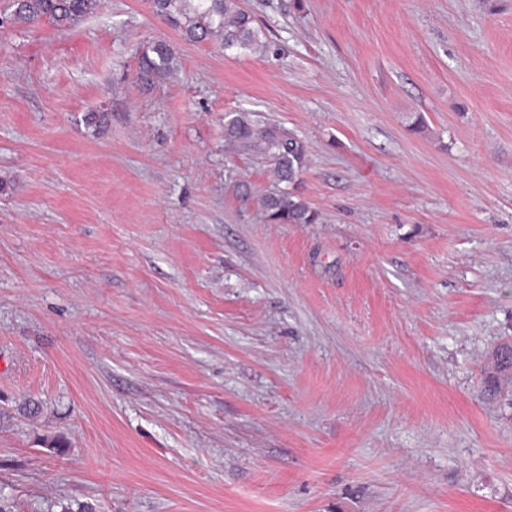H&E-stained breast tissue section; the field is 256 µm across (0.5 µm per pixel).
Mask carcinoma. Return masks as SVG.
Instances as JSON below:
<instances>
[{
    "mask_svg": "<svg viewBox=\"0 0 512 512\" xmlns=\"http://www.w3.org/2000/svg\"><path fill=\"white\" fill-rule=\"evenodd\" d=\"M12 23L36 26L46 22L58 30H70L97 14L100 0H9ZM156 16L177 29L189 42L215 39L224 51L249 50L263 54L268 43L261 27L241 0H151ZM137 79L145 86L178 70L175 45L155 40L136 48ZM227 143H263L270 162L274 191L263 195L260 206L273 224H315L318 213L298 193L300 176L307 165L304 143L277 125L259 126L245 112L224 117ZM483 395L494 400L512 392V341L496 345L483 367Z\"/></svg>",
    "mask_w": 512,
    "mask_h": 512,
    "instance_id": "carcinoma-1",
    "label": "carcinoma"
}]
</instances>
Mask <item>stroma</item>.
Returning a JSON list of instances; mask_svg holds the SVG:
<instances>
[{
	"label": "stroma",
	"mask_w": 512,
	"mask_h": 512,
	"mask_svg": "<svg viewBox=\"0 0 512 512\" xmlns=\"http://www.w3.org/2000/svg\"><path fill=\"white\" fill-rule=\"evenodd\" d=\"M243 5L264 55L150 0L0 26V512H512V0ZM228 112L318 223L242 201ZM138 56L137 79L142 85L151 86L178 70L175 45L165 40L151 41L136 48ZM227 143H263L270 162L274 191L263 195L260 206L273 224H315L318 213L298 193L300 176L307 165L304 143L277 125L259 126L245 112H229L224 117ZM283 185V186H281ZM483 395L488 400L501 398L512 389V341L496 345L483 367Z\"/></svg>",
	"instance_id": "35a3bbf8"
}]
</instances>
